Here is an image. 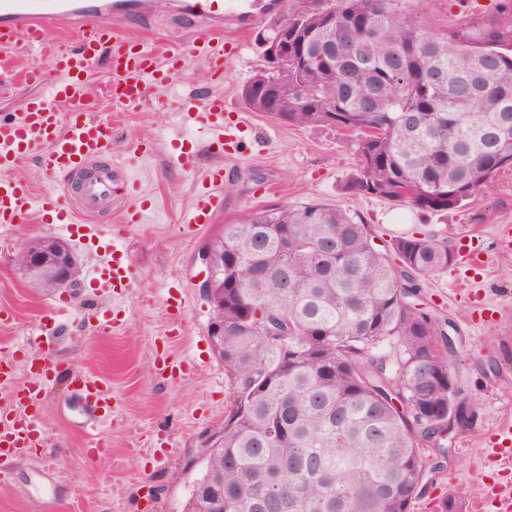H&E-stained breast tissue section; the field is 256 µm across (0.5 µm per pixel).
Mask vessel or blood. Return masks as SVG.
Returning <instances> with one entry per match:
<instances>
[{"label": "vessel or blood", "mask_w": 512, "mask_h": 512, "mask_svg": "<svg viewBox=\"0 0 512 512\" xmlns=\"http://www.w3.org/2000/svg\"><path fill=\"white\" fill-rule=\"evenodd\" d=\"M249 7V0L229 5L224 0H0V66L35 50L52 53L51 72L21 71L33 91L20 99L14 118L0 120V234L32 215L39 223L60 225L66 235L83 234L94 256L85 271L89 287L125 293L133 273L116 242L119 231L104 215L111 212L118 188L130 201L128 223H152L156 207L131 168L113 162L114 127L96 112L90 78L100 60H107L108 97L113 111L120 112L141 107L151 91L172 87L190 61L203 62L214 89L176 99L178 114L199 130L208 148L219 153L228 146L241 148L238 127L224 121L218 86L224 81V28L240 23ZM162 12L191 28V39L183 40L177 28L152 29ZM167 145L199 183L184 224L211 223L224 208L223 166H199L196 149L186 148L182 139ZM30 157L55 181L54 190L35 195L15 176ZM15 369L14 358H0L1 458L24 455L41 444L44 422L37 403L55 381L39 359L31 358L27 381L16 387ZM68 377L88 414V453L102 455L98 429L112 421V387L94 373L72 371ZM487 459L497 478L482 485L477 503L482 512H512L511 427L498 428Z\"/></svg>", "instance_id": "b4317fda"}]
</instances>
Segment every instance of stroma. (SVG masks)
<instances>
[{
  "mask_svg": "<svg viewBox=\"0 0 512 512\" xmlns=\"http://www.w3.org/2000/svg\"><path fill=\"white\" fill-rule=\"evenodd\" d=\"M266 0H255L250 19L224 30L229 57L222 90L226 120L248 126V148L218 157L201 150L200 166L224 165V210L211 224L188 232L179 214L196 189L193 175L169 152L166 141L192 135L174 109L181 93L211 90L202 63H191L174 89L152 94L137 112L114 115L106 93L109 74L99 65L92 87L100 114L120 126L112 140V158L133 156L139 143H155L147 182L163 216L154 224L127 226L120 245L135 277L118 297L95 293L84 279L74 287L43 291L30 287L16 257L22 238L58 235V228L26 220L15 225L0 244V307L14 321L0 326V356L10 355L24 337L40 333L55 299L71 302L61 335L48 337L51 359L107 380L118 406L111 425L100 427L106 454L89 457L78 426L84 413L66 379H57L42 396L41 447L16 460L0 458V512H182L197 475L191 465L209 437L224 424L232 386L224 363L212 351L209 326L213 310L192 285L201 243L247 208L299 205L321 201L358 213L377 236L390 239L421 232L447 239L449 245L472 243L485 258L482 268L457 262L422 282L423 306L436 309L457 324L461 345L453 360L456 383L478 407L477 427L459 435L445 468L427 475V489L411 512H432V500L461 488L462 512H479L476 496L492 469L484 450L502 425H512V169L500 172L454 211L424 213L398 201L347 194L343 186L356 172L360 156L351 133L330 127H296L249 111L240 90L260 67L255 32L266 19ZM404 18L423 21L442 33L466 19L470 8L458 0H395ZM189 300L185 314L168 310L169 285ZM497 307L494 321L474 318V296ZM114 309L122 327L105 330L102 311ZM184 360L190 372L177 378L158 370L162 358ZM176 445L167 453L165 441Z\"/></svg>",
  "mask_w": 512,
  "mask_h": 512,
  "instance_id": "obj_1",
  "label": "stroma"
}]
</instances>
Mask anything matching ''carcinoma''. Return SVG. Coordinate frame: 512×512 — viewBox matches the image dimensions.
I'll return each instance as SVG.
<instances>
[{
    "label": "carcinoma",
    "instance_id": "obj_1",
    "mask_svg": "<svg viewBox=\"0 0 512 512\" xmlns=\"http://www.w3.org/2000/svg\"><path fill=\"white\" fill-rule=\"evenodd\" d=\"M392 2L279 0L265 38L288 31V55L241 97L355 134L347 193L455 210L512 157V0L441 34ZM471 76L480 92L461 99ZM375 238L321 202L247 209L212 237L233 400L183 512H410L444 467L448 411L477 407L448 384L455 325L419 307V281L456 255L420 233Z\"/></svg>",
    "mask_w": 512,
    "mask_h": 512
}]
</instances>
